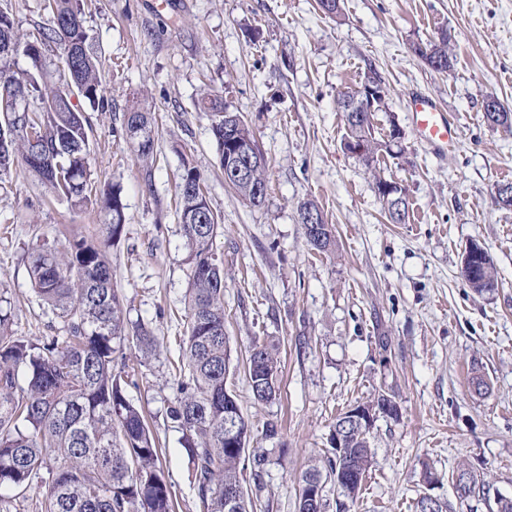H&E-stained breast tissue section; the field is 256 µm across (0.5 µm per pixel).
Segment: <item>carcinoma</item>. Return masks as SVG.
<instances>
[{"instance_id":"1","label":"carcinoma","mask_w":512,"mask_h":512,"mask_svg":"<svg viewBox=\"0 0 512 512\" xmlns=\"http://www.w3.org/2000/svg\"><path fill=\"white\" fill-rule=\"evenodd\" d=\"M52 24L35 39L21 38L14 20L0 9V172L21 160L29 174L53 196L79 210L100 208L101 235L88 238L73 233L59 250L37 243L29 253L33 291L47 310L65 325L66 335L28 338L12 329V312L0 307V512H174L171 486L159 465V451L142 409L128 398L124 369H115L128 340L143 355L156 350L154 336L142 323L129 325L123 300L112 282L110 247L121 238L125 223L121 188L112 185L103 194L93 192L90 125L67 88L95 107L104 106L98 51L85 25L83 0H47ZM69 45L63 59L64 81L57 82L40 65L52 45ZM427 60H450L447 40L418 46ZM24 55L33 71H14L11 62ZM24 94L23 111H15L12 92ZM355 92L338 95L348 137L366 144L361 162L370 164L387 142L372 135L373 125L356 127L350 120ZM202 112L213 115L212 134L219 158H224V120L228 110L222 98L206 94L198 101ZM125 130H136L137 152L153 151V117L141 101L123 114ZM40 130L31 145L28 128ZM202 176L183 160L177 192L179 218L189 247L190 288L187 326L181 340L182 367L178 396L167 407V418L182 433L195 472L202 512H248L245 492L229 508L226 492L242 488L251 433L233 392L227 387L230 346L224 334V268L214 242L221 218L200 186ZM378 199L390 219L407 214L401 192L380 193ZM477 293L496 286L490 256L474 262ZM248 383L255 401L267 404L279 395L278 360L274 345L253 342L247 361ZM373 448L371 433L349 429L344 448L332 449L328 470L313 467L301 476L330 478L340 469L348 481L337 486L353 498L361 490ZM469 474V496L488 498L490 486Z\"/></svg>"}]
</instances>
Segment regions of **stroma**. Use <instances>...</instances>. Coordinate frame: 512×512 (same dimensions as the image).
Here are the masks:
<instances>
[{
  "mask_svg": "<svg viewBox=\"0 0 512 512\" xmlns=\"http://www.w3.org/2000/svg\"><path fill=\"white\" fill-rule=\"evenodd\" d=\"M173 2L163 11L156 0H88L86 26L102 54L108 102L87 112L92 170L98 189L120 184L125 204L122 237L109 250L114 282L128 320L157 341L142 362L134 345L124 347L138 366L127 394L147 415L176 512H200L193 466L165 414L186 330L189 248L175 196L186 158L222 217L228 386L251 423L249 453L268 458L261 476L244 466L250 512H298L300 478L322 466L337 415L381 390L401 416L378 420L357 499L326 482V512H416L426 492L449 512H496L497 498L512 499V207L496 193L512 181V130L490 125L483 104L494 97L512 111V0H341L333 19L316 0ZM0 6L21 36L50 25L44 0ZM443 37L452 55L446 72L412 50ZM373 71L388 90L375 136L401 133L376 163L405 192L399 224L385 214L369 170L346 151L336 105L339 92ZM204 92L252 130L267 162L262 206L225 183L212 115L196 107ZM416 93L456 116L458 139L447 152L416 132ZM138 99L156 118L146 159L122 125ZM307 200L335 227L331 252L307 241L299 218ZM102 222L99 210L52 198L21 165L0 174V286L18 335L65 333L33 292L31 244L61 248L62 225L92 235ZM473 242L496 268L488 293H475L462 275ZM257 336L278 345L280 396L271 404L257 403L247 380ZM476 372L487 384L479 393ZM461 464L491 482L488 499L458 497L452 473Z\"/></svg>",
  "mask_w": 512,
  "mask_h": 512,
  "instance_id": "1",
  "label": "stroma"
}]
</instances>
